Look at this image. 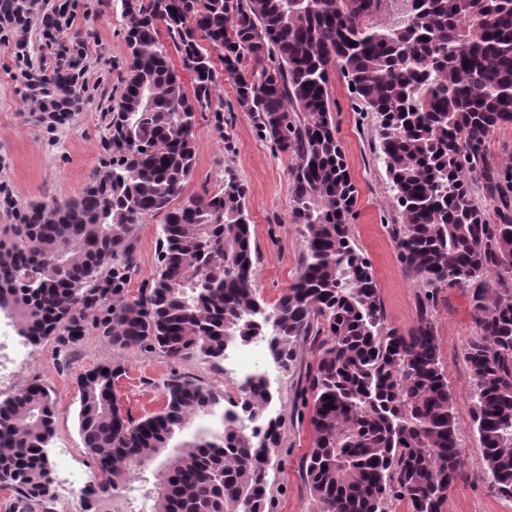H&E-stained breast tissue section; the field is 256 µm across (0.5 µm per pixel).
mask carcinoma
<instances>
[{
  "instance_id": "cac0c4a2",
  "label": "carcinoma",
  "mask_w": 512,
  "mask_h": 512,
  "mask_svg": "<svg viewBox=\"0 0 512 512\" xmlns=\"http://www.w3.org/2000/svg\"><path fill=\"white\" fill-rule=\"evenodd\" d=\"M36 2L0 0V18L27 27ZM406 2L392 11V0H113L129 68L107 113L108 170L65 202L7 196L12 222L0 224V313L32 344H75L96 312L112 346L172 360H215L271 336L270 354L286 368L308 344L301 395L311 440L301 468L314 512H391L396 501L442 512L463 460L432 311L435 289L453 285L467 290L475 324L465 360L481 479L512 498V175L486 161L489 134L512 125V0H414L409 11ZM335 74L379 118L378 159L398 209L391 233L404 266L432 289L405 334L387 322L350 234L357 189L330 115ZM223 76L240 111L293 161L303 253L272 306L255 288L244 184L231 177L180 200L199 118ZM474 172L498 201L492 223L472 198ZM156 215L158 272L133 298L132 234ZM124 374L114 362L78 379L79 433L100 474L85 512H105L106 502L134 512L119 490L146 471L147 512H274L269 469L284 423L267 415L274 393L263 374L246 376L236 400L172 378L163 405L139 419L118 403ZM211 415L221 429L196 425ZM54 416L41 384L0 401V487L26 506L52 497ZM249 422L265 429L261 441Z\"/></svg>"
}]
</instances>
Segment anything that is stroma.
<instances>
[{
    "instance_id": "stroma-1",
    "label": "stroma",
    "mask_w": 512,
    "mask_h": 512,
    "mask_svg": "<svg viewBox=\"0 0 512 512\" xmlns=\"http://www.w3.org/2000/svg\"><path fill=\"white\" fill-rule=\"evenodd\" d=\"M112 0H74L77 18L63 30L57 43H49L39 23L26 33L32 63L19 61L13 45L0 44V185L13 200L65 201L78 197L94 176L103 174L110 157L104 147V114L123 90L128 68L123 23ZM84 43L90 53L88 73L80 84V108L70 120L54 125L40 120L27 99L28 68L50 72L61 66L72 44ZM331 118L336 126L345 162L357 188L350 220L351 233L361 253L371 263L388 323L407 332L418 318L425 290L402 264L391 234L396 219L395 201L385 171L377 159L372 132L376 117L356 111L343 79L332 81ZM219 103L224 116L199 120L196 163L188 178L184 198L212 194L227 177H235L247 190V207L253 238L259 252L255 287L267 305H274L293 282L299 269L303 238L291 221V159L275 150L251 119L235 103V86L223 80ZM161 217L137 225L136 268L129 289L138 293L157 271ZM434 321L448 385L457 397L459 444L464 473L448 491L442 512H512V500L498 496L482 481V456L472 429L468 399L470 375L465 348L474 334L472 309L465 288H439ZM26 361L15 365L12 376L0 382V400L33 383L49 387L56 399L55 434L48 450L54 487L72 474L90 473L94 462L83 446L78 429L79 375L99 365L120 362L126 369L116 387L118 400L133 417L155 411L164 383L183 377L205 387L236 395L237 384L224 370L223 361L201 357L171 360L159 353L144 354L113 347L96 329L79 343L63 348L55 339L28 348ZM309 347H300L298 363L270 377L275 398L271 414L285 422L282 453L270 470L278 512H309L311 497L301 472V460L310 444L308 425L294 424L300 367L311 362Z\"/></svg>"
}]
</instances>
